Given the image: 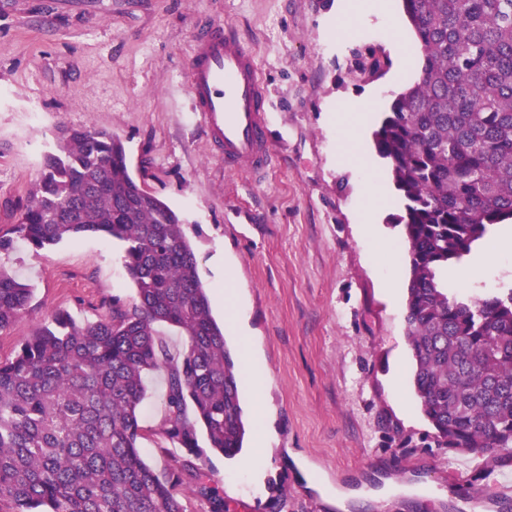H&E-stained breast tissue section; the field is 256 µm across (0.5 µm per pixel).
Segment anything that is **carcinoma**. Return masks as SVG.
Masks as SVG:
<instances>
[{"label": "carcinoma", "instance_id": "1", "mask_svg": "<svg viewBox=\"0 0 512 512\" xmlns=\"http://www.w3.org/2000/svg\"><path fill=\"white\" fill-rule=\"evenodd\" d=\"M420 74L373 133L405 200L406 330L414 395L450 450L512 448V287L481 299L448 292L461 263L512 219V0H402ZM83 233L126 244L130 308L96 321L65 312L0 361V506L10 512H185L145 461L144 377L167 373L164 434L199 456L239 454L247 423L238 366L212 316L183 220L130 171L121 139L64 128L0 253L34 252ZM32 285L0 265V332L30 307ZM187 336L170 355L156 324ZM192 406L194 419L186 415ZM209 512L224 498L198 481Z\"/></svg>", "mask_w": 512, "mask_h": 512}]
</instances>
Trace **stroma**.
I'll return each instance as SVG.
<instances>
[{
    "label": "stroma",
    "instance_id": "35a3bbf8",
    "mask_svg": "<svg viewBox=\"0 0 512 512\" xmlns=\"http://www.w3.org/2000/svg\"><path fill=\"white\" fill-rule=\"evenodd\" d=\"M335 0H0V228L16 223L56 144L59 127L96 126L123 140L130 167L185 218L212 314L225 323L220 286L231 279L249 347L268 378L265 476L238 459L186 449L162 432L164 370L148 374L139 446L165 477H178L186 512H207L193 459L229 512H337L309 486L377 485L379 476L432 482L436 496L397 512H463L447 497L452 473L480 464L438 447L410 386L404 315L409 259L394 221L404 212L389 165L369 173L389 197L375 201L377 231L396 263L370 260L355 220L350 160L373 150L371 130L343 139L337 104L380 89L393 98L397 63L376 22L336 26ZM232 27L266 84L275 160L265 173L228 172L190 110L188 56L209 22ZM0 264L34 288L30 308L0 332V360L65 312L78 320L136 301L124 245L96 234L33 254L24 243ZM395 277L386 293L382 283Z\"/></svg>",
    "mask_w": 512,
    "mask_h": 512
}]
</instances>
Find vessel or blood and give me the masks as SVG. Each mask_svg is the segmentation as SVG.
Masks as SVG:
<instances>
[{
	"label": "vessel or blood",
	"mask_w": 512,
	"mask_h": 512,
	"mask_svg": "<svg viewBox=\"0 0 512 512\" xmlns=\"http://www.w3.org/2000/svg\"><path fill=\"white\" fill-rule=\"evenodd\" d=\"M188 88L191 107L201 119L212 152L226 170L262 172L270 164L267 90L254 53L229 28L214 24L193 44ZM465 483L469 512H497L512 504V480L501 467H479Z\"/></svg>",
	"instance_id": "obj_1"
}]
</instances>
